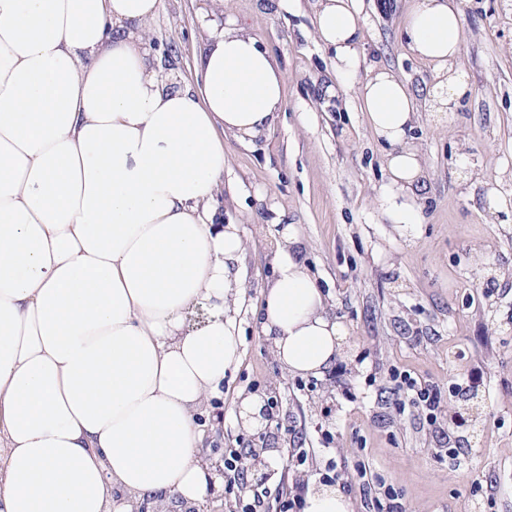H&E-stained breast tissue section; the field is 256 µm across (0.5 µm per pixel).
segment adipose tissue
<instances>
[{
    "instance_id": "ef3b65f1",
    "label": "adipose tissue",
    "mask_w": 512,
    "mask_h": 512,
    "mask_svg": "<svg viewBox=\"0 0 512 512\" xmlns=\"http://www.w3.org/2000/svg\"><path fill=\"white\" fill-rule=\"evenodd\" d=\"M160 0H0V512H131L202 504L218 483L200 419L236 362L247 241L217 207L224 137L252 143L285 100L258 38L228 21L187 88L145 47ZM404 36L455 76L456 0H414ZM315 37L352 74L353 0H317ZM362 108L389 147L386 214L422 221L425 170L412 94L381 67ZM254 312L286 374L318 376L347 326L330 310L294 225L279 231ZM210 310L202 324L187 317Z\"/></svg>"
}]
</instances>
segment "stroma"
I'll return each instance as SVG.
<instances>
[{"label": "stroma", "instance_id": "stroma-1", "mask_svg": "<svg viewBox=\"0 0 512 512\" xmlns=\"http://www.w3.org/2000/svg\"><path fill=\"white\" fill-rule=\"evenodd\" d=\"M364 40L354 74L336 98H317L313 79L335 76L336 59L315 38V0H161L147 39L174 87L193 78L208 33L226 14L250 30L284 74L286 99L273 128L254 145L224 139V220L248 241L242 262L246 307L239 359L204 428V455L257 440L237 423L240 394L278 400L284 429L269 487L297 475L289 446L308 466L369 463L404 494L410 512H512V0H461L458 69L471 93L449 114L433 109L429 64L402 39L412 0H354ZM394 69L414 93L412 131L426 168L424 222L403 233L384 212V145L361 110L357 86L371 67ZM336 77V76H335ZM284 213L304 256L350 336L323 376L283 373L252 311L271 275ZM437 382L440 431L414 408L392 411L390 368Z\"/></svg>", "mask_w": 512, "mask_h": 512}]
</instances>
